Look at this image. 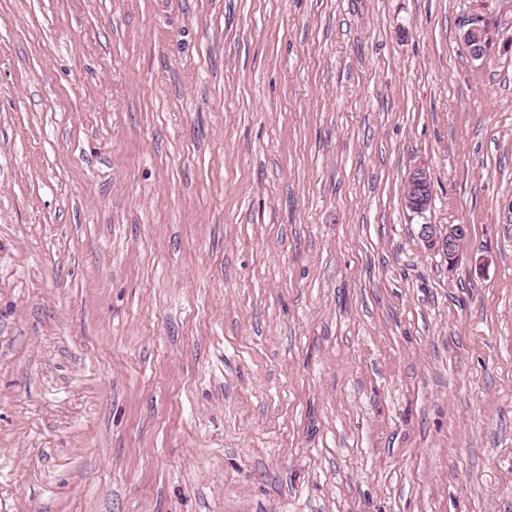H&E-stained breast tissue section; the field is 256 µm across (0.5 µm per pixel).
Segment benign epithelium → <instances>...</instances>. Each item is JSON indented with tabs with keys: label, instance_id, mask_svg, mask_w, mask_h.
Masks as SVG:
<instances>
[{
	"label": "benign epithelium",
	"instance_id": "1",
	"mask_svg": "<svg viewBox=\"0 0 512 512\" xmlns=\"http://www.w3.org/2000/svg\"><path fill=\"white\" fill-rule=\"evenodd\" d=\"M464 41L472 57H483L488 43L487 27L478 23L470 25L464 34ZM433 192V180L428 168L424 165L414 167L405 180V207L412 216L422 219L419 237L426 248L442 254L451 272L464 258L463 245L468 236V227L465 224L447 226L426 221V213L432 206Z\"/></svg>",
	"mask_w": 512,
	"mask_h": 512
}]
</instances>
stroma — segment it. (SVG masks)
I'll list each match as a JSON object with an SVG mask.
<instances>
[{
	"label": "stroma",
	"instance_id": "35a3bbf8",
	"mask_svg": "<svg viewBox=\"0 0 512 512\" xmlns=\"http://www.w3.org/2000/svg\"><path fill=\"white\" fill-rule=\"evenodd\" d=\"M0 512H512V0H0ZM488 30L485 25L472 24L464 34V41L473 58L479 59L486 54ZM434 185L428 168L415 166L407 175L404 185L405 207L413 217L424 221L419 223V237L429 250L442 254L448 261L449 270H454L464 258V242L468 227L464 224H431L426 213L433 201Z\"/></svg>",
	"mask_w": 512,
	"mask_h": 512
}]
</instances>
